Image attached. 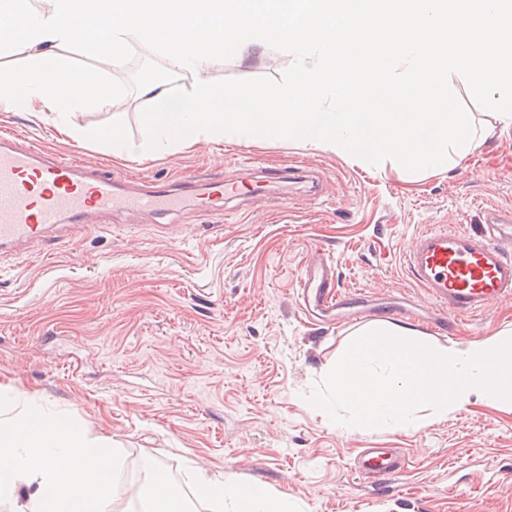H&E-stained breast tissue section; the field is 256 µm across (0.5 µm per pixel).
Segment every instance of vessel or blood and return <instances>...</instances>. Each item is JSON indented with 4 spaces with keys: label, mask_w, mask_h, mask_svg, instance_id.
<instances>
[{
    "label": "vessel or blood",
    "mask_w": 512,
    "mask_h": 512,
    "mask_svg": "<svg viewBox=\"0 0 512 512\" xmlns=\"http://www.w3.org/2000/svg\"><path fill=\"white\" fill-rule=\"evenodd\" d=\"M296 174L275 173L249 185L246 191L263 195L281 184L285 205L303 201L295 187ZM110 171L92 169L68 159L47 160L36 149L23 147L9 136H0V252L21 242H40L50 230L65 223H79L93 214L123 207L146 209L160 215L176 211L186 197L165 186L119 192ZM195 205L220 210L243 189L223 179L189 177ZM403 264L439 314L457 317L478 315L494 302L512 298V214L489 210L482 231L434 224L418 233L404 250ZM297 297L305 310L327 304L345 306L352 299L339 287L336 268L322 250H315L304 264ZM361 472L392 476L401 468L394 448H368L358 459Z\"/></svg>",
    "instance_id": "obj_1"
}]
</instances>
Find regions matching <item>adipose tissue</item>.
<instances>
[{
  "label": "adipose tissue",
  "mask_w": 512,
  "mask_h": 512,
  "mask_svg": "<svg viewBox=\"0 0 512 512\" xmlns=\"http://www.w3.org/2000/svg\"><path fill=\"white\" fill-rule=\"evenodd\" d=\"M117 454L39 406L0 415V500L17 512H113L121 492ZM210 512H290L287 498L265 487L245 490L232 477L195 475Z\"/></svg>",
  "instance_id": "ef3b65f1"
}]
</instances>
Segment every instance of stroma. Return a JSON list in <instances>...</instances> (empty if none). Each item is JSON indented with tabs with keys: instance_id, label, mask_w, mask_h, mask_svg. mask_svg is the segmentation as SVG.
I'll return each mask as SVG.
<instances>
[{
	"instance_id": "1",
	"label": "stroma",
	"mask_w": 512,
	"mask_h": 512,
	"mask_svg": "<svg viewBox=\"0 0 512 512\" xmlns=\"http://www.w3.org/2000/svg\"><path fill=\"white\" fill-rule=\"evenodd\" d=\"M287 52L265 47L216 62L212 80L280 78ZM450 85L483 143L461 159L410 172L373 165L286 138L248 143L236 134L154 159H114L20 112H0V134L130 186L177 189L205 172L229 181L295 168L322 179L319 200L285 212L276 197H246L221 212L185 203L160 218L116 210L91 227L0 255V409L31 402L64 423L103 436L139 481L142 462L184 487L192 512H208L187 477L195 469L264 484L294 512H512V407L481 402L419 429L340 431L303 396L354 339L351 316L307 318L294 300L313 246L333 260L342 288L365 289L367 325L403 307L402 320L436 347L466 346L512 325V300L452 319L442 333L423 322L431 305L405 275L402 253L431 224L480 230L488 210H512V130L501 131L460 76ZM140 91L114 110L86 108L74 127L121 119L143 136ZM366 448H396L393 477L354 467Z\"/></svg>"
}]
</instances>
